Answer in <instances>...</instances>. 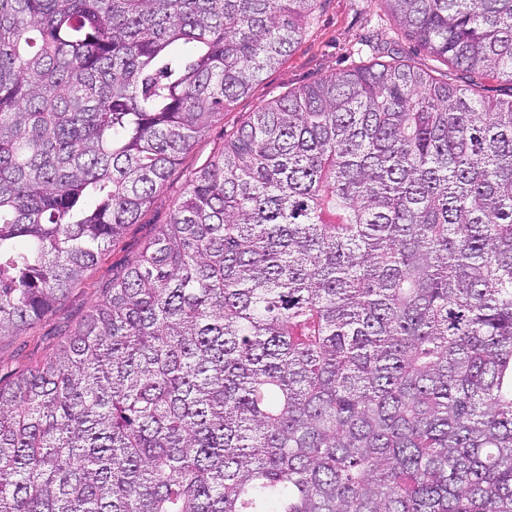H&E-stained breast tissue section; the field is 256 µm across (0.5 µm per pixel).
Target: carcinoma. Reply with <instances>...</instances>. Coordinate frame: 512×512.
Instances as JSON below:
<instances>
[{
  "mask_svg": "<svg viewBox=\"0 0 512 512\" xmlns=\"http://www.w3.org/2000/svg\"><path fill=\"white\" fill-rule=\"evenodd\" d=\"M386 2L464 84L390 51L224 135L56 352L0 375V512H512V0ZM320 3L0 0V336Z\"/></svg>",
  "mask_w": 512,
  "mask_h": 512,
  "instance_id": "1",
  "label": "carcinoma"
}]
</instances>
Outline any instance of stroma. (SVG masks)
Listing matches in <instances>:
<instances>
[{"mask_svg":"<svg viewBox=\"0 0 512 512\" xmlns=\"http://www.w3.org/2000/svg\"><path fill=\"white\" fill-rule=\"evenodd\" d=\"M391 42L401 56L424 71L441 76L448 66L417 46L396 23L386 0H323L305 34L279 64L265 70L250 93L225 111L184 161L157 189L137 224L110 247L52 314L19 334L0 336V375L35 365L57 346L70 326L83 318L112 281L113 272L135 260L157 225L166 223L185 190V172L200 166L224 144V135L248 115L320 78L376 57L377 47Z\"/></svg>","mask_w":512,"mask_h":512,"instance_id":"stroma-1","label":"stroma"}]
</instances>
